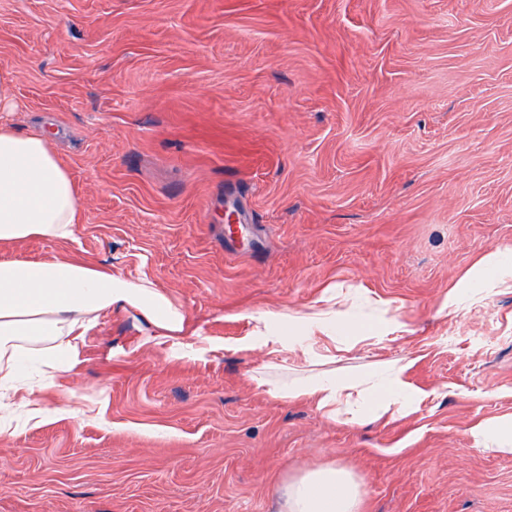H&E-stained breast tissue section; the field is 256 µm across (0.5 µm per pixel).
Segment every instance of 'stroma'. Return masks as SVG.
Instances as JSON below:
<instances>
[{"instance_id": "1", "label": "stroma", "mask_w": 512, "mask_h": 512, "mask_svg": "<svg viewBox=\"0 0 512 512\" xmlns=\"http://www.w3.org/2000/svg\"><path fill=\"white\" fill-rule=\"evenodd\" d=\"M0 72V122L51 137L81 213L0 258L146 274L188 319L98 317L34 393L51 416L0 432V512H282L325 465L360 512H512V455L470 435L512 414V289L442 309L512 247V0H0ZM335 281L392 322L310 346L414 359L418 411L349 426L255 389L251 314Z\"/></svg>"}]
</instances>
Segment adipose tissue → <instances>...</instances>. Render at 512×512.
Wrapping results in <instances>:
<instances>
[{"instance_id":"ef3b65f1","label":"adipose tissue","mask_w":512,"mask_h":512,"mask_svg":"<svg viewBox=\"0 0 512 512\" xmlns=\"http://www.w3.org/2000/svg\"><path fill=\"white\" fill-rule=\"evenodd\" d=\"M80 222L76 190L48 138L26 135L0 124V242L31 237L70 242ZM482 288H512V248L484 254L472 272L451 288L448 309L476 302ZM133 311L152 336L185 331L183 307L161 292L148 277L129 280L96 267L67 260L43 262L0 260V432L17 412L38 410L28 399L11 394L29 375L33 362L55 369L74 362L79 344L100 312ZM257 347H280L302 355L309 374H276L265 363L253 381L258 389L283 400L308 399L328 418L346 425L364 420L406 416L429 394L409 379L413 360L377 362L354 372L330 368L328 356L300 344L296 331L306 330L352 343L362 330L351 316L326 309L259 314ZM287 512H357L359 490L349 473L333 465L310 471L283 489Z\"/></svg>"}]
</instances>
